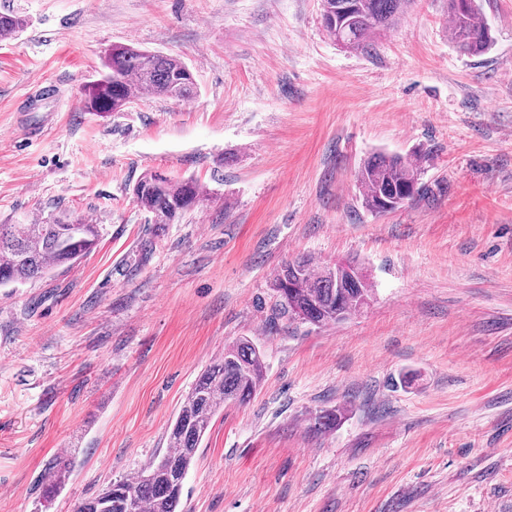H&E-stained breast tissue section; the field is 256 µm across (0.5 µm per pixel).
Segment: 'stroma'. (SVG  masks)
<instances>
[{
    "label": "stroma",
    "mask_w": 512,
    "mask_h": 512,
    "mask_svg": "<svg viewBox=\"0 0 512 512\" xmlns=\"http://www.w3.org/2000/svg\"><path fill=\"white\" fill-rule=\"evenodd\" d=\"M0 224L98 225L54 276L0 286V512H48L134 477L199 374L240 338L264 354L246 405L216 414L183 512H512V0H481L492 46L460 52L448 0H415L366 50L320 0H0ZM115 44L185 62L193 95L91 112ZM421 165L387 214L357 183L373 153ZM206 199L157 224L144 174ZM351 259L372 300L291 322L290 258ZM337 409L336 428L314 418Z\"/></svg>",
    "instance_id": "stroma-1"
}]
</instances>
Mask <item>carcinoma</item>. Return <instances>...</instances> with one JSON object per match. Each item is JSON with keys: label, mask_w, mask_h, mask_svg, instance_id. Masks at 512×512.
Returning a JSON list of instances; mask_svg holds the SVG:
<instances>
[{"label": "carcinoma", "mask_w": 512, "mask_h": 512, "mask_svg": "<svg viewBox=\"0 0 512 512\" xmlns=\"http://www.w3.org/2000/svg\"><path fill=\"white\" fill-rule=\"evenodd\" d=\"M414 0H321L327 35L346 49H368L373 39L395 26ZM451 39L468 55L486 52L492 36L480 17L477 0H448ZM23 26L13 14L0 13V40ZM106 72L85 88L90 112H118L137 92L184 100L194 92L193 75L179 59L129 45L112 47ZM357 182L363 204L374 210L381 200L396 210L420 192V168L399 155L375 153L360 167ZM137 203L156 224H172L204 197L192 180L173 181L161 173L140 178ZM99 226L82 221L46 224H0V286L26 282L69 267L97 245ZM272 286L281 315L315 326L346 319L360 311L372 292L363 269L353 261L314 268L307 256L288 260ZM265 368L260 349L242 339L224 348L200 374L167 435V448L134 478L114 481L79 503L76 512H181L184 483L213 417L227 404L243 405L260 388ZM340 411L324 410L315 427H336Z\"/></svg>", "instance_id": "1"}]
</instances>
